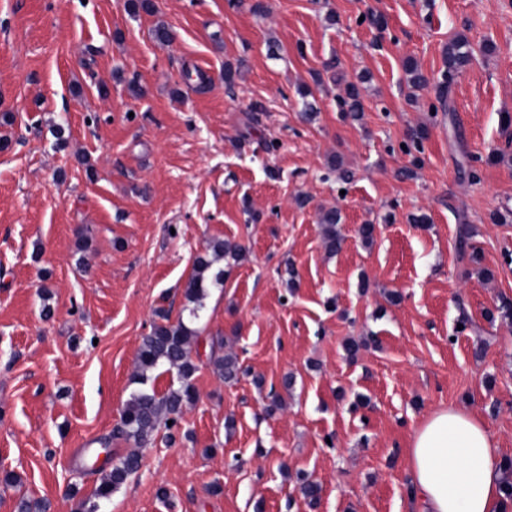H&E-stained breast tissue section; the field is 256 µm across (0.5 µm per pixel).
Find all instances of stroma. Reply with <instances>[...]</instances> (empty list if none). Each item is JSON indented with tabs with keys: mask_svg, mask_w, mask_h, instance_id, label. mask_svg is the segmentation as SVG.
Here are the masks:
<instances>
[{
	"mask_svg": "<svg viewBox=\"0 0 512 512\" xmlns=\"http://www.w3.org/2000/svg\"><path fill=\"white\" fill-rule=\"evenodd\" d=\"M254 2L0 0V512L93 500L101 439L132 449L112 433L141 340L181 315L215 239L246 255L204 300L197 399L99 512H423L407 450L448 406L512 460V0ZM457 38L472 58L442 112ZM347 80L355 119L336 103ZM419 128L423 152L403 153ZM324 208L342 217L334 254ZM228 353L231 382L210 361ZM467 45L468 44L465 40H459L457 42L451 43L448 46L445 58L446 72L443 75L444 79L446 80V84L442 86L438 96V100L443 112L450 111L449 104L447 109V95L449 83L452 78L453 72H455L459 67L467 63L470 59L471 50L467 49ZM464 48L466 49L463 50Z\"/></svg>",
	"mask_w": 512,
	"mask_h": 512,
	"instance_id": "35a3bbf8",
	"label": "stroma"
}]
</instances>
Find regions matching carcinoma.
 <instances>
[{
    "instance_id": "1",
    "label": "carcinoma",
    "mask_w": 512,
    "mask_h": 512,
    "mask_svg": "<svg viewBox=\"0 0 512 512\" xmlns=\"http://www.w3.org/2000/svg\"><path fill=\"white\" fill-rule=\"evenodd\" d=\"M471 50L467 42L459 40L448 46L445 58L446 72L444 79L449 81L453 72L467 63ZM340 111L351 116L361 111L359 87L349 82L345 87V95L339 99ZM320 223L323 225V241L326 250L334 252L341 247L343 237L337 229L341 223V215L335 209L322 212ZM242 255V248L217 240L210 244L205 255L195 259L193 274L189 278L184 297L186 305L183 311L187 316H179L174 323L169 317L162 316L163 322L153 324L151 331L142 338L138 354L141 380H147V373L162 369L176 375L177 386H171L162 394L155 389H137L131 393L121 416V425L117 429L119 436L134 445L135 450L121 457L105 473L96 490L99 499H107L136 473L142 462L138 449L145 447L161 421H170L177 426L183 408L192 403L196 390L192 378L197 371L193 358L192 343L199 336L193 324L202 318L205 310L204 298L208 288L224 287V270L213 271L214 264L226 257L236 260ZM220 376L231 381L237 378L240 371L238 358L232 355L210 356Z\"/></svg>"
}]
</instances>
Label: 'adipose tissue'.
<instances>
[{"label": "adipose tissue", "mask_w": 512, "mask_h": 512, "mask_svg": "<svg viewBox=\"0 0 512 512\" xmlns=\"http://www.w3.org/2000/svg\"><path fill=\"white\" fill-rule=\"evenodd\" d=\"M426 512H500L504 472L486 426L455 408L433 412L408 450Z\"/></svg>", "instance_id": "ef3b65f1"}]
</instances>
